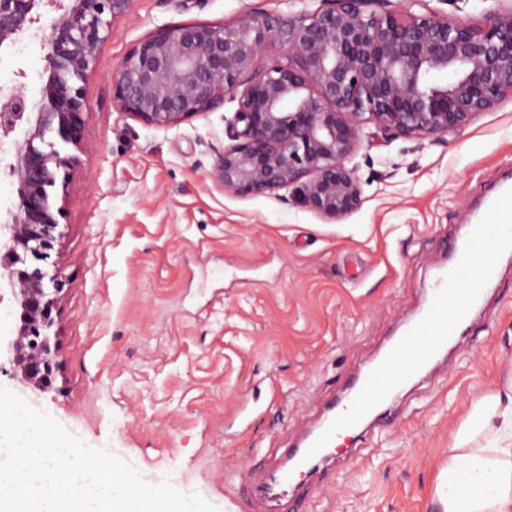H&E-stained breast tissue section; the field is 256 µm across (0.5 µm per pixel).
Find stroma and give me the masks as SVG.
I'll return each mask as SVG.
<instances>
[{
	"instance_id": "1",
	"label": "stroma",
	"mask_w": 512,
	"mask_h": 512,
	"mask_svg": "<svg viewBox=\"0 0 512 512\" xmlns=\"http://www.w3.org/2000/svg\"><path fill=\"white\" fill-rule=\"evenodd\" d=\"M322 0H133L85 83L80 165L51 252L67 277L51 392L0 386L87 445L167 479L219 512L272 449L403 326L487 188L512 169V97L442 140L399 139L351 160L363 203L338 221L291 192L238 197L213 178L238 101L165 129L117 109L111 76L161 27L282 18ZM46 50L34 31L0 53V85L41 103ZM512 384V265L499 269L450 366L395 395L355 462L314 512H439L440 454L468 410Z\"/></svg>"
}]
</instances>
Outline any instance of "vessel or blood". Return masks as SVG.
<instances>
[{
	"label": "vessel or blood",
	"instance_id": "b4317fda",
	"mask_svg": "<svg viewBox=\"0 0 512 512\" xmlns=\"http://www.w3.org/2000/svg\"><path fill=\"white\" fill-rule=\"evenodd\" d=\"M448 262L428 298L408 319L364 377L351 381L324 407L317 426L292 447L277 449L259 477L243 485L247 512H271V504L291 503L293 512H311L313 489L306 476L318 465L341 462L336 441L355 436L370 417L386 418L392 397L426 368L440 362L463 336L473 309L498 277L497 257L512 255V184L502 183L482 211L468 219L462 235L449 239Z\"/></svg>",
	"mask_w": 512,
	"mask_h": 512
}]
</instances>
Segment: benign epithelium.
I'll use <instances>...</instances> for the list:
<instances>
[{
    "label": "benign epithelium",
    "mask_w": 512,
    "mask_h": 512,
    "mask_svg": "<svg viewBox=\"0 0 512 512\" xmlns=\"http://www.w3.org/2000/svg\"><path fill=\"white\" fill-rule=\"evenodd\" d=\"M131 0H0V48L58 12L42 40L47 78L30 117L24 95L0 87V140L28 124L9 164L16 210L0 221V261L19 324L6 342L0 373L46 392L59 370L57 317L65 276L50 262L66 190L83 150L85 82L112 21ZM310 14L284 19L244 14L221 24L157 29L113 75L119 110L147 126L174 128L238 98L227 124L230 144L214 168L224 192L255 196L288 188L320 216L339 221L362 203L347 162L363 143L435 140L463 131L512 96V7L464 23L425 0H324ZM420 7L416 13L412 7ZM277 45L298 66L256 68Z\"/></svg>",
    "instance_id": "1"
}]
</instances>
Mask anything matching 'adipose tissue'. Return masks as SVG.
I'll return each mask as SVG.
<instances>
[{
	"mask_svg": "<svg viewBox=\"0 0 512 512\" xmlns=\"http://www.w3.org/2000/svg\"><path fill=\"white\" fill-rule=\"evenodd\" d=\"M434 493L441 512H512V385L468 412L452 435Z\"/></svg>",
	"mask_w": 512,
	"mask_h": 512,
	"instance_id": "adipose-tissue-1",
	"label": "adipose tissue"
}]
</instances>
